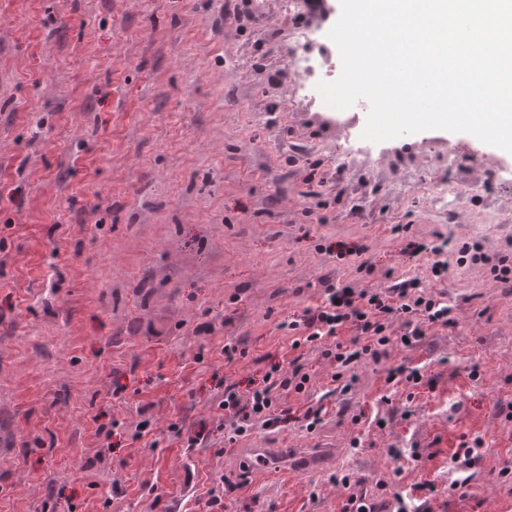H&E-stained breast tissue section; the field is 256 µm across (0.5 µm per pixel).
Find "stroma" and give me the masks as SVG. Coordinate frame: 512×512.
Here are the masks:
<instances>
[{
	"instance_id": "1",
	"label": "stroma",
	"mask_w": 512,
	"mask_h": 512,
	"mask_svg": "<svg viewBox=\"0 0 512 512\" xmlns=\"http://www.w3.org/2000/svg\"><path fill=\"white\" fill-rule=\"evenodd\" d=\"M248 2L0 0V512H209L228 480L225 512H344L346 474L379 512H512V294L483 266L436 287L455 327L357 361L347 391L306 351L281 426L230 439L225 386L287 361L286 322L326 285L427 281L396 228L451 256L512 251V174L504 224L483 192L451 224L417 191L462 149L512 153L445 130L371 142L347 190L333 153L367 109L285 110L265 30L288 40L306 16L267 0L260 22ZM339 239L367 246L372 274L323 253ZM397 365L427 383L389 384ZM477 436L478 460L449 468ZM252 448L287 450L286 473L251 474Z\"/></svg>"
}]
</instances>
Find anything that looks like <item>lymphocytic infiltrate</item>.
Masks as SVG:
<instances>
[{"label": "lymphocytic infiltrate", "instance_id": "f902f5d3", "mask_svg": "<svg viewBox=\"0 0 512 512\" xmlns=\"http://www.w3.org/2000/svg\"><path fill=\"white\" fill-rule=\"evenodd\" d=\"M397 321L403 327L399 340L406 347L418 342L426 328L448 329L456 323L454 309L447 300L415 279L401 280L387 288H325L319 305L305 309L288 323L295 352L288 365H270L247 393H240L232 385L225 387L219 406L232 419L235 435H243L258 421L269 428L280 426V392L300 393L309 383L301 350L319 351L342 372L358 359L387 356L392 342L391 325ZM346 330L354 333L353 341L347 344L340 340Z\"/></svg>", "mask_w": 512, "mask_h": 512}]
</instances>
